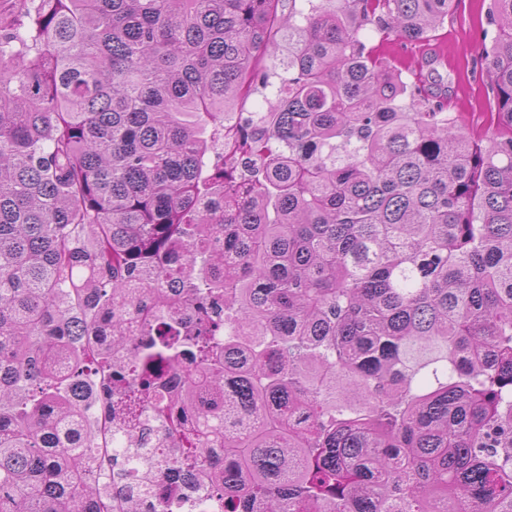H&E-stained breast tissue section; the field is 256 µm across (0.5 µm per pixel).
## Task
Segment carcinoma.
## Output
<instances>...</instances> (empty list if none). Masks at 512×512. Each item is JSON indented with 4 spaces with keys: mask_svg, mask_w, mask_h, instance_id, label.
Instances as JSON below:
<instances>
[{
    "mask_svg": "<svg viewBox=\"0 0 512 512\" xmlns=\"http://www.w3.org/2000/svg\"><path fill=\"white\" fill-rule=\"evenodd\" d=\"M4 2L0 512H143L79 473L134 287V397L224 449V512H512V0L481 126L363 39L454 0Z\"/></svg>",
    "mask_w": 512,
    "mask_h": 512,
    "instance_id": "1",
    "label": "carcinoma"
}]
</instances>
